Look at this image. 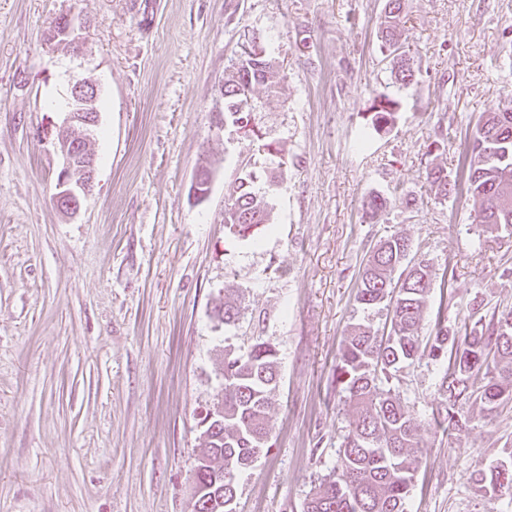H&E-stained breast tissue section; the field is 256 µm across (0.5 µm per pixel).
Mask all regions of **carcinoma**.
<instances>
[{
  "label": "carcinoma",
  "instance_id": "carcinoma-1",
  "mask_svg": "<svg viewBox=\"0 0 512 512\" xmlns=\"http://www.w3.org/2000/svg\"><path fill=\"white\" fill-rule=\"evenodd\" d=\"M401 2L387 0L380 29L382 48L393 55V86L399 90L410 88L419 72L414 59L399 51ZM231 68L232 78L224 81V124L255 136L244 107L255 87L279 84L280 70L262 40L253 35L240 44ZM397 106L391 92L378 95L372 126L394 124ZM467 156V193L480 203V223L491 230L512 227L511 107L497 105L481 114ZM426 179L439 198L448 199L447 169L431 167ZM260 181L253 169L238 173L232 193L224 200V227L229 231L244 236L270 223ZM408 252L405 238L386 239L360 272L356 301L366 309L389 302L390 333L379 337L370 325L354 323L343 337L336 357V384L354 408V421L339 449L337 470L311 489L306 512H404L419 464L415 449L423 447L420 425L389 388L404 367L426 354L446 363L439 391L453 412H439L433 422L451 435L469 426V418L454 407L472 397L476 377L482 380L480 400L491 412L512 387V308L493 313L487 323L478 318L461 345L449 340L448 318L439 313L430 346L423 347L420 329L432 285L430 265L421 260L404 266ZM240 314L238 299L224 297L221 321L234 323ZM277 379L278 361L268 342L256 339L244 355L224 350V418L206 444L209 464L195 466L190 512H235L237 482L225 478V472L247 466L268 449ZM471 479L481 490L505 482V492L512 494V466L495 476L478 469Z\"/></svg>",
  "mask_w": 512,
  "mask_h": 512
}]
</instances>
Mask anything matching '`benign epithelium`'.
I'll return each mask as SVG.
<instances>
[{
    "label": "benign epithelium",
    "mask_w": 512,
    "mask_h": 512,
    "mask_svg": "<svg viewBox=\"0 0 512 512\" xmlns=\"http://www.w3.org/2000/svg\"><path fill=\"white\" fill-rule=\"evenodd\" d=\"M85 23L69 14L50 24L46 33L47 46L65 44L76 55L82 53L83 42L78 30ZM72 110L58 128L55 147L61 154L63 166L58 174L54 201L58 208L74 215L80 208L81 196L89 193L95 179L94 154L89 149L91 127L98 123V87L80 74L72 75ZM212 176L196 175L191 190L202 202L211 192Z\"/></svg>",
    "instance_id": "obj_1"
}]
</instances>
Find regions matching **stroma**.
Here are the masks:
<instances>
[{
  "instance_id": "stroma-1",
  "label": "stroma",
  "mask_w": 512,
  "mask_h": 512,
  "mask_svg": "<svg viewBox=\"0 0 512 512\" xmlns=\"http://www.w3.org/2000/svg\"><path fill=\"white\" fill-rule=\"evenodd\" d=\"M150 2L146 26L141 0H0V512H188L222 353L258 338L279 376L269 451L239 473L237 512H304L353 421L334 372L346 330L389 322L354 299L380 241L405 237L409 261L432 266L422 338L439 304L452 325L476 303L512 306V230L479 224L465 186L479 115L512 102V0H404L399 45L420 73L382 131L370 106L392 82L387 0ZM69 13L86 23L80 56L44 45ZM248 32L284 70L253 93L258 139L215 125ZM76 73L102 104L94 188L67 216L53 142ZM245 165L277 175L271 221L247 238L224 228ZM434 165L456 184L448 200L426 181ZM200 167L213 182L197 202ZM377 195L387 206L365 219ZM228 294L242 305L230 325ZM444 368L425 356L393 381L424 428L405 512H512L469 480L512 458V397L494 413L460 403L468 429L443 434L430 420Z\"/></svg>"
}]
</instances>
